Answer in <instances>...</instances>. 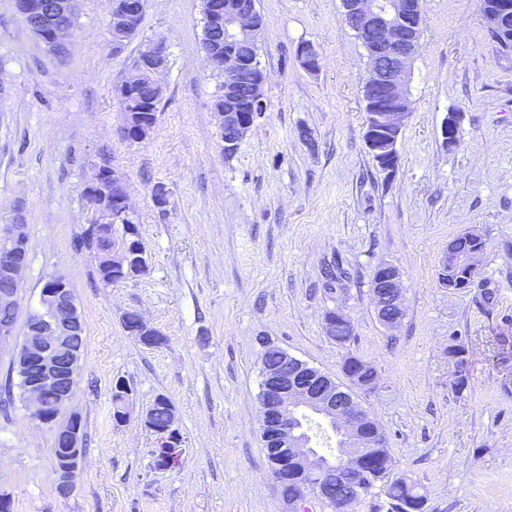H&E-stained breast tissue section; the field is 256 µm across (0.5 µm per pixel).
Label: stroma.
Segmentation results:
<instances>
[{"mask_svg":"<svg viewBox=\"0 0 512 512\" xmlns=\"http://www.w3.org/2000/svg\"><path fill=\"white\" fill-rule=\"evenodd\" d=\"M267 110L232 151L213 108L219 83L203 63L202 0H147L139 35L114 51L108 0H79L68 54L29 30L0 0V225L23 204L29 234L15 334L23 336L46 282L65 276L86 344L69 410L87 439L74 493L57 494L51 430L23 406L10 349L0 350V492L10 512H286L260 433L258 337L344 381L354 354L377 370L355 390L382 430L395 474L411 477L429 512H512V50L492 40L479 0H425L412 112L394 176L365 147L366 53L341 0H256ZM164 39L169 66L148 138L127 140L118 88L129 60ZM314 47L306 70L300 44ZM462 113L460 144L440 134ZM110 166L127 184L145 270L104 285L80 241L93 207L85 185ZM169 204L158 208L155 185ZM480 229L472 287L444 288L448 243ZM341 261L347 280L323 290ZM399 268L405 316L379 320L372 278ZM341 308L354 336L323 329ZM166 341L148 347L122 323L128 311ZM464 345L458 373L448 348ZM465 387H458L459 377ZM136 392L113 417L116 381ZM173 404L181 455L154 466L156 438L140 417L157 395Z\"/></svg>","mask_w":512,"mask_h":512,"instance_id":"obj_1","label":"stroma"}]
</instances>
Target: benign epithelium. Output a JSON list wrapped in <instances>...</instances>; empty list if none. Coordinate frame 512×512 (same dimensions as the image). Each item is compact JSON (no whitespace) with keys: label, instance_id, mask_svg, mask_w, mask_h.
I'll return each mask as SVG.
<instances>
[{"label":"benign epithelium","instance_id":"benign-epithelium-1","mask_svg":"<svg viewBox=\"0 0 512 512\" xmlns=\"http://www.w3.org/2000/svg\"><path fill=\"white\" fill-rule=\"evenodd\" d=\"M344 20L364 47L370 61L364 82L367 91L368 120L364 143L386 172L393 173L391 160L395 156L397 137L410 115V79L412 65L419 49L422 34L423 0H342ZM16 7L30 31L38 38L50 36L60 49L67 48L72 30L68 23H55L51 33L45 32L44 4L40 0H16ZM112 45L120 51L138 35L143 13L132 5L110 8ZM486 27L502 40L512 39V0H495L482 13ZM206 25L224 29L233 34L234 45L224 48L221 57L224 77L219 95L235 90L244 76L253 84L263 85L266 75L257 62V55L244 56L237 50L239 42L258 43L262 28L256 8L248 0H217L207 13ZM302 65L309 71L319 67V54L309 44L297 49ZM136 71H145L154 79L166 71L168 52L164 40L152 43L145 51L130 60ZM265 109L263 95L252 98L248 104H214L220 126L237 130L251 129ZM136 115L140 119V136L146 138L153 126L154 112L145 102L138 104ZM462 122V114L450 112L441 125L443 145L451 149ZM112 179L119 192V204L129 211L126 183L116 172L97 171L86 187L91 202H96L104 178ZM27 227L23 208L13 211L9 222L0 225V308L18 310L20 285L27 270ZM485 243L461 253L454 244H448V256L456 276L450 288L461 290L470 286V276L479 265ZM100 259L112 267L116 276L132 275L144 265L140 252L131 248L105 246ZM373 295L378 309L385 312L383 324L395 327L403 312V288L397 267L381 263L376 268ZM127 331L139 338L156 334L139 314L127 323ZM84 322L73 290L67 280L56 276L48 281L40 297L39 309L28 317V335L12 351L13 367L22 373L27 367H38V375L25 379L24 401L31 416L53 431V455L57 468V493L69 497L76 486L75 478L83 453L80 448L81 424L79 417L69 412L77 388L81 360ZM282 364L274 371H262L259 396L261 439L271 455L272 472L279 483L281 496L288 512H299L310 498L330 501L329 487L342 473L351 488L365 487L364 474L359 464L364 448L379 433L377 423L356 401L351 390L335 378L277 348ZM55 396L56 407L50 412L45 405L46 394ZM134 400V390L119 388L116 401V420L122 421ZM167 403L158 395L143 411V423L156 437L158 455L172 456L180 447L181 438L176 427V414L168 407V417L155 423L156 410ZM310 412L326 420L338 432L342 444L336 453L325 456L311 446L310 428L301 422V413Z\"/></svg>","mask_w":512,"mask_h":512}]
</instances>
